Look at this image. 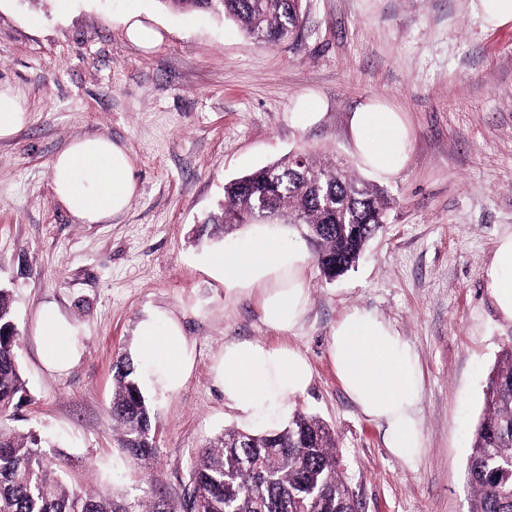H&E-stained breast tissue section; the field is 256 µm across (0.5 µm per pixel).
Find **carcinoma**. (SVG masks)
<instances>
[{"label":"carcinoma","mask_w":512,"mask_h":512,"mask_svg":"<svg viewBox=\"0 0 512 512\" xmlns=\"http://www.w3.org/2000/svg\"><path fill=\"white\" fill-rule=\"evenodd\" d=\"M184 13L206 11L244 35L278 45L298 32L303 0H159ZM394 200L380 187L311 154H294L224 184V201L197 230L208 240L235 232L232 222L302 224L315 261L330 278L352 268L381 229ZM12 292L0 288V415L27 397L18 364ZM153 408L134 363L115 366L112 420L119 448L154 453ZM36 433L0 431V512H133L117 499L66 485ZM512 347L490 375L465 473L470 512H512ZM336 439L317 416L297 413L283 427L227 428L195 457L186 512H360L341 476Z\"/></svg>","instance_id":"1"}]
</instances>
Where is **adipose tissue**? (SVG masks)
<instances>
[{"instance_id":"1","label":"adipose tissue","mask_w":512,"mask_h":512,"mask_svg":"<svg viewBox=\"0 0 512 512\" xmlns=\"http://www.w3.org/2000/svg\"><path fill=\"white\" fill-rule=\"evenodd\" d=\"M348 128L351 151L369 173L388 181L404 170L411 139L404 113L386 101L368 100L350 112ZM50 180L56 201L79 224L120 217L138 187L126 146L101 135L74 138L54 157ZM307 260L301 244L270 232L242 238L234 248L215 253L211 264L228 289H259L263 323L290 332L308 312ZM487 277L499 315L512 322V232L499 239ZM37 331L55 368L67 367L75 352L74 327L45 306L37 316ZM139 331L142 355L165 362L163 386L180 388L191 355L179 322L152 316ZM328 354L358 412L383 430L390 454L405 465L415 464L426 441L419 419L423 387L409 341L375 311L355 307L337 320ZM312 378L311 363L300 349L257 340L226 343L216 369L225 407L248 423L278 419L289 403L306 395Z\"/></svg>"}]
</instances>
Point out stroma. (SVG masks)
I'll return each instance as SVG.
<instances>
[{
    "mask_svg": "<svg viewBox=\"0 0 512 512\" xmlns=\"http://www.w3.org/2000/svg\"><path fill=\"white\" fill-rule=\"evenodd\" d=\"M137 6L163 43L147 53L125 34ZM28 111L0 140V288L11 289L20 369L30 399L0 427L36 431L69 486H93L134 506L149 495L184 500L190 460L224 429L240 427L214 385L224 345L289 344L313 382L289 413L333 431L339 467L361 512H469L464 472L489 376L512 347V323L494 305L485 270L512 231V25L485 29L469 0H306L298 34L252 43L231 21L181 14L160 0H0V86ZM322 102L301 127L304 96ZM378 97L413 131L407 168L386 189L395 204L357 266L328 281L305 270L302 327L261 321L258 293L227 290L207 262L215 245L194 229L232 178L307 150L370 180L350 149L348 115ZM125 143L139 189L124 214L77 224L54 197V156L72 139ZM76 329L77 358L50 369L35 332L40 306ZM376 311L421 363L426 452L396 460L381 429L357 411L328 355L351 307ZM165 312L180 322L191 372L177 390L163 363L139 358L138 325ZM138 357L156 414V453L122 452L112 430L114 365Z\"/></svg>",
    "mask_w": 512,
    "mask_h": 512,
    "instance_id": "35a3bbf8",
    "label": "stroma"
}]
</instances>
